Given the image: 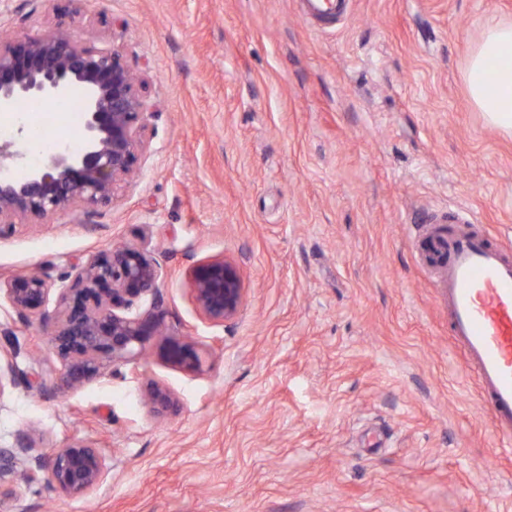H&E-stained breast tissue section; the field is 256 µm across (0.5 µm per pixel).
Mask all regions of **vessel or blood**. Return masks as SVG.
I'll use <instances>...</instances> for the list:
<instances>
[{"instance_id": "obj_1", "label": "vessel or blood", "mask_w": 512, "mask_h": 512, "mask_svg": "<svg viewBox=\"0 0 512 512\" xmlns=\"http://www.w3.org/2000/svg\"><path fill=\"white\" fill-rule=\"evenodd\" d=\"M351 0H306L307 17L343 21ZM429 235L430 262L448 299L450 332L470 361L497 432L512 440V257L482 233L465 211Z\"/></svg>"}]
</instances>
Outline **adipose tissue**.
<instances>
[{
  "mask_svg": "<svg viewBox=\"0 0 512 512\" xmlns=\"http://www.w3.org/2000/svg\"><path fill=\"white\" fill-rule=\"evenodd\" d=\"M505 57L512 59V24L488 19L483 37L470 55L469 95L489 125L512 136V66H489L490 61Z\"/></svg>",
  "mask_w": 512,
  "mask_h": 512,
  "instance_id": "adipose-tissue-1",
  "label": "adipose tissue"
}]
</instances>
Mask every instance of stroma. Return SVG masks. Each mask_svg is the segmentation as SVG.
I'll return each mask as SVG.
<instances>
[{
  "mask_svg": "<svg viewBox=\"0 0 512 512\" xmlns=\"http://www.w3.org/2000/svg\"><path fill=\"white\" fill-rule=\"evenodd\" d=\"M10 31L66 21L121 50L149 105L141 170L90 216L0 228V278L74 275L113 244L164 259L167 323L200 374L148 344L62 386L50 323L0 303V349L30 387L0 392V448L34 428L107 458L68 497L11 484L7 512H512V447L448 328L418 214L463 208L512 250V137L467 93V58L512 0H353L344 25L298 0H0ZM234 263L241 313L203 321L188 269ZM176 412L153 415L149 383Z\"/></svg>",
  "mask_w": 512,
  "mask_h": 512,
  "instance_id": "stroma-1",
  "label": "stroma"
}]
</instances>
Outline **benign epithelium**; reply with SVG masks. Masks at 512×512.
<instances>
[{"label": "benign epithelium", "instance_id": "benign-epithelium-1", "mask_svg": "<svg viewBox=\"0 0 512 512\" xmlns=\"http://www.w3.org/2000/svg\"><path fill=\"white\" fill-rule=\"evenodd\" d=\"M76 85L86 91L79 146L58 148L16 179L12 168L22 154L0 144V224L43 217L72 204L90 210L107 204L116 185L138 169L147 103L119 49L83 46L61 24L0 41V111H15L32 99L63 100ZM161 275L155 253L120 244L91 256L68 283L43 273H20L0 280V293L25 322L45 319L47 305L55 301L47 347L61 362L62 381L70 388L100 378L110 366L135 361L154 338L169 364L199 373L203 361L197 344L166 325ZM190 282L206 321L222 325L242 311L245 288L233 263L202 261L190 271ZM141 303L148 304L143 312ZM6 384L28 381L15 355L0 352V390ZM147 397L157 415L175 409L171 394L157 384L148 387ZM107 474L102 451L82 438L72 437L45 455L39 438L25 433L16 448L0 450V484L21 479L80 497L98 489Z\"/></svg>", "mask_w": 512, "mask_h": 512}]
</instances>
